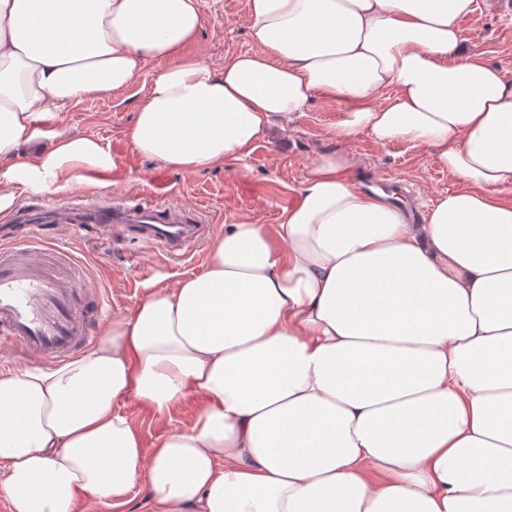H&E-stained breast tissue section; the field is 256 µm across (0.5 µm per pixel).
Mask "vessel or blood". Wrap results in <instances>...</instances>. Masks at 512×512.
Here are the masks:
<instances>
[{
  "label": "vessel or blood",
  "instance_id": "vessel-or-blood-1",
  "mask_svg": "<svg viewBox=\"0 0 512 512\" xmlns=\"http://www.w3.org/2000/svg\"><path fill=\"white\" fill-rule=\"evenodd\" d=\"M53 224L94 232L106 251L113 240L130 238L171 261L197 247L207 229L201 211L143 197L104 195L19 212L13 223L0 226V342L12 344L22 361L37 356L67 362L94 343L99 327L100 302L84 273L42 259L58 249L47 234Z\"/></svg>",
  "mask_w": 512,
  "mask_h": 512
}]
</instances>
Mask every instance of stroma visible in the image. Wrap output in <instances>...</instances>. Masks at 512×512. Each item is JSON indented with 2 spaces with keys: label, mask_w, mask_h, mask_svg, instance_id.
<instances>
[{
  "label": "stroma",
  "mask_w": 512,
  "mask_h": 512,
  "mask_svg": "<svg viewBox=\"0 0 512 512\" xmlns=\"http://www.w3.org/2000/svg\"><path fill=\"white\" fill-rule=\"evenodd\" d=\"M203 17L202 29L189 47V54L201 56L219 68L225 54L254 50L246 0H203ZM460 27L465 48L480 52L488 64L512 78V0H481L474 12L461 20ZM162 67L161 61H150L137 83L121 94L89 99L56 113L54 129L93 133L110 147L117 166L100 188L102 193L201 208L212 236L223 231L225 225L243 220L275 226L282 208L294 202L306 166L320 154L338 147L336 122L341 105L314 100L307 112L289 122L286 130H273L270 141L260 143L245 161L227 162L194 173L177 171L133 153L126 138L152 76ZM349 149L356 159V181H394L409 202L426 209L440 195L462 186L422 146L405 142L380 145L360 136ZM58 240L87 267L92 285L99 288L104 303L102 322L107 327L114 317L129 314L136 307L145 282L157 280L169 285L202 273L211 248L210 243H203L184 260L171 263L156 252L122 241L117 242L111 255H100L93 238L74 244L72 230L67 226L59 230ZM125 410L149 449L169 431L190 427L198 404L186 400L170 417L152 413L133 400L127 402Z\"/></svg>",
  "instance_id": "obj_1"
}]
</instances>
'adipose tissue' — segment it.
Instances as JSON below:
<instances>
[{
	"label": "adipose tissue",
	"instance_id": "ef3b65f1",
	"mask_svg": "<svg viewBox=\"0 0 512 512\" xmlns=\"http://www.w3.org/2000/svg\"><path fill=\"white\" fill-rule=\"evenodd\" d=\"M257 49L185 55L201 0H0V214L117 166L53 113L152 77L127 139L199 172L248 158L315 98L341 146L276 229L225 225L205 270L149 283L65 366L0 372L11 512H512V78L463 49L473 0H246ZM387 104H378L382 92ZM428 148L463 187L423 224L360 190L348 145ZM154 448L125 413L188 397ZM128 503L123 507L112 508V505L94 503L89 512H152L151 501L148 500L141 483L136 482L127 495Z\"/></svg>",
	"mask_w": 512,
	"mask_h": 512
}]
</instances>
